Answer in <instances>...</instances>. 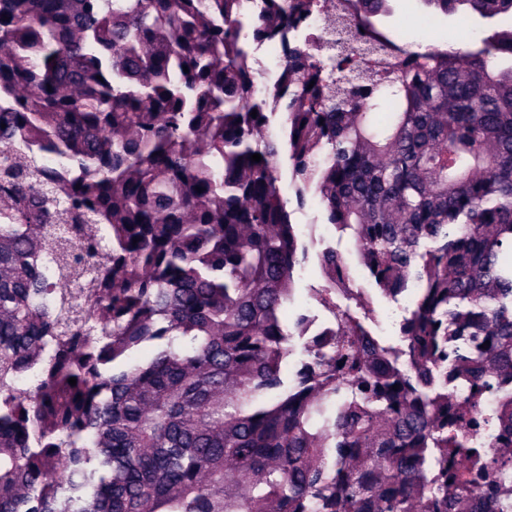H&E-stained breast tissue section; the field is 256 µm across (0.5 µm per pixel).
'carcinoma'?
<instances>
[{"label": "carcinoma", "instance_id": "carcinoma-1", "mask_svg": "<svg viewBox=\"0 0 512 512\" xmlns=\"http://www.w3.org/2000/svg\"><path fill=\"white\" fill-rule=\"evenodd\" d=\"M239 2L0 0V512H471L448 461L512 473V399L491 461L448 428L512 381V0H423L497 26L423 52L377 28L388 0H347L323 33L383 69L288 43L279 138L248 38L317 0ZM284 161L385 296L419 288L408 369L331 246L328 339L282 319L308 258ZM448 358L468 395L438 394Z\"/></svg>", "mask_w": 512, "mask_h": 512}]
</instances>
